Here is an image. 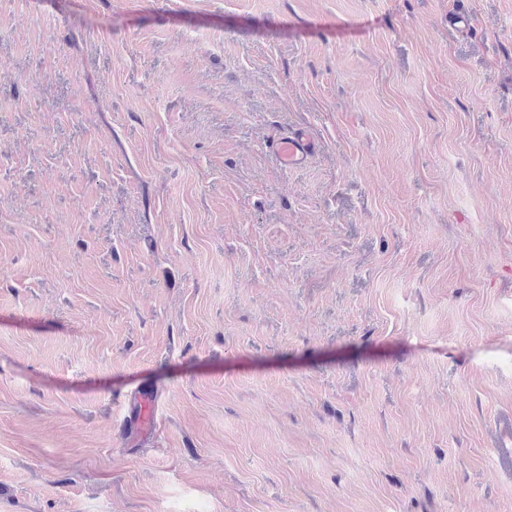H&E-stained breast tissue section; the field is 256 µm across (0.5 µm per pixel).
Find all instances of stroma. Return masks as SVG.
<instances>
[{"label": "stroma", "instance_id": "1", "mask_svg": "<svg viewBox=\"0 0 512 512\" xmlns=\"http://www.w3.org/2000/svg\"><path fill=\"white\" fill-rule=\"evenodd\" d=\"M0 512H512V0H0ZM316 142L306 131L291 133L272 145V153L280 168L302 166L315 152Z\"/></svg>", "mask_w": 512, "mask_h": 512}]
</instances>
